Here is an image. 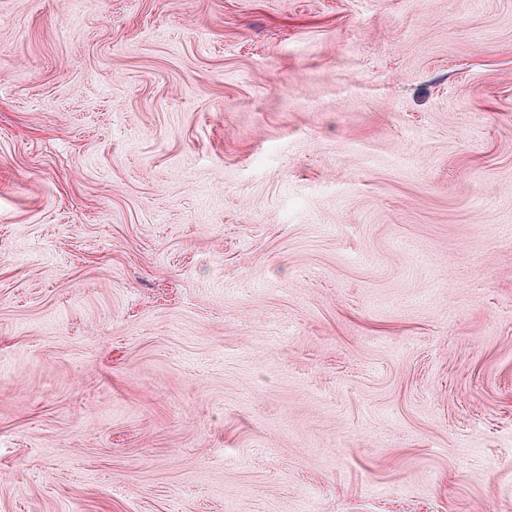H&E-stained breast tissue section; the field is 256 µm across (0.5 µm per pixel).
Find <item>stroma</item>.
Here are the masks:
<instances>
[{"mask_svg":"<svg viewBox=\"0 0 512 512\" xmlns=\"http://www.w3.org/2000/svg\"><path fill=\"white\" fill-rule=\"evenodd\" d=\"M0 512H512V0H0Z\"/></svg>","mask_w":512,"mask_h":512,"instance_id":"1","label":"stroma"}]
</instances>
